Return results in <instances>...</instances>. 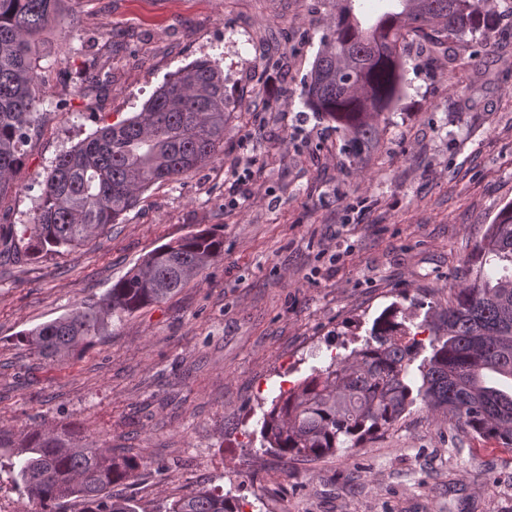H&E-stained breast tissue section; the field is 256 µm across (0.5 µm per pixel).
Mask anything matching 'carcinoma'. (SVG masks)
Segmentation results:
<instances>
[{"instance_id": "cac0c4a2", "label": "carcinoma", "mask_w": 512, "mask_h": 512, "mask_svg": "<svg viewBox=\"0 0 512 512\" xmlns=\"http://www.w3.org/2000/svg\"><path fill=\"white\" fill-rule=\"evenodd\" d=\"M66 0H0V196L21 161V147L40 114L39 45L65 13ZM355 0H336V18L320 38L302 86L306 106L336 124L342 151L359 162L379 134V118L393 110L404 77L401 44L412 33L429 50L448 55V66L469 65L488 46L490 33L512 27V5L495 0H397L396 9L369 23ZM87 61L84 89L98 88V72L112 57ZM229 100L217 61L199 58L179 68L133 117L60 153L47 174L39 203L22 231L0 237V251H68L135 208L158 182L177 181L206 166L224 144ZM224 253V236L190 233L148 254L98 302L26 331L21 341L48 356L64 357L101 335L112 319L158 304L202 274ZM501 264L497 277L485 266ZM467 282L453 289L432 354L418 366L422 384L408 383L419 342L396 311L386 309L352 360L332 363L280 395L264 413L262 434L280 457L319 459L354 448L385 432L414 401L448 415L460 430L512 448V202L504 205L465 261ZM137 458L100 448L76 430L34 428L17 438L0 430V469L39 504L58 512L70 498L84 512H136L112 498V484L137 470ZM159 512H238L234 500L199 489Z\"/></svg>"}]
</instances>
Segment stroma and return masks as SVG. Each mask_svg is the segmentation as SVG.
I'll return each mask as SVG.
<instances>
[{
	"label": "stroma",
	"instance_id": "stroma-1",
	"mask_svg": "<svg viewBox=\"0 0 512 512\" xmlns=\"http://www.w3.org/2000/svg\"><path fill=\"white\" fill-rule=\"evenodd\" d=\"M332 0H71L45 40L41 120L22 148L0 231L24 224L55 158L141 111L208 56L233 109L206 167L145 191L121 223L70 251L0 257V429L78 428L140 458L113 484L138 512L200 488L239 512H512V448L415 402L387 432L319 460L267 450L279 391L345 358L388 307L431 354V328L498 211L512 202V32L450 68L407 35L405 88L366 159L350 162L301 90ZM122 41L100 94L80 74ZM207 229L224 254L165 302L50 360L22 333L99 301L148 253Z\"/></svg>",
	"mask_w": 512,
	"mask_h": 512
}]
</instances>
